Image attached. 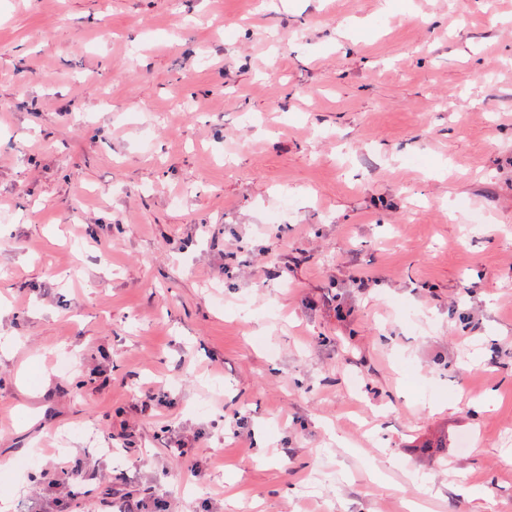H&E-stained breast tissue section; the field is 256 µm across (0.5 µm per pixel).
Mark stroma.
Masks as SVG:
<instances>
[{"mask_svg": "<svg viewBox=\"0 0 512 512\" xmlns=\"http://www.w3.org/2000/svg\"><path fill=\"white\" fill-rule=\"evenodd\" d=\"M128 492L512 512V0H0V498Z\"/></svg>", "mask_w": 512, "mask_h": 512, "instance_id": "obj_1", "label": "stroma"}]
</instances>
